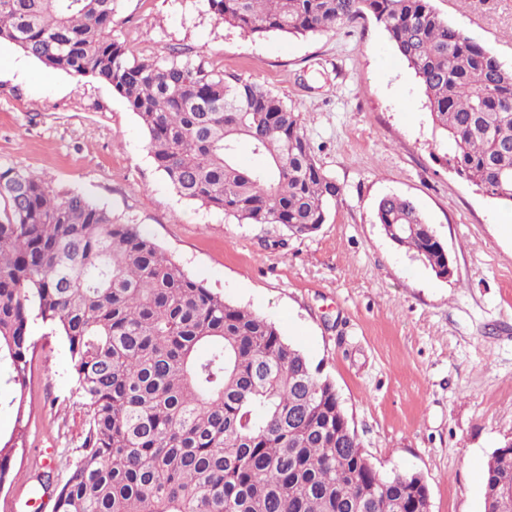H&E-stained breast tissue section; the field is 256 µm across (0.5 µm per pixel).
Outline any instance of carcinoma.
<instances>
[{
  "mask_svg": "<svg viewBox=\"0 0 512 512\" xmlns=\"http://www.w3.org/2000/svg\"><path fill=\"white\" fill-rule=\"evenodd\" d=\"M117 0H0V41L46 67L106 82L141 120L183 199L238 224L315 232L341 187L299 111L264 87L112 40ZM246 37L307 36L371 15L417 78L456 175L512 203V70L431 0H205ZM263 156L249 168L238 147ZM377 223L448 276L415 203L385 197ZM60 336L85 414L52 512H426L421 476L381 475L332 381L276 325L191 278L135 224L77 190L0 166V366L14 415L0 437L10 482L30 417L32 323ZM512 493V446L492 453L484 512Z\"/></svg>",
  "mask_w": 512,
  "mask_h": 512,
  "instance_id": "1",
  "label": "carcinoma"
}]
</instances>
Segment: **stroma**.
I'll use <instances>...</instances> for the list:
<instances>
[{"instance_id":"35a3bbf8","label":"stroma","mask_w":512,"mask_h":512,"mask_svg":"<svg viewBox=\"0 0 512 512\" xmlns=\"http://www.w3.org/2000/svg\"><path fill=\"white\" fill-rule=\"evenodd\" d=\"M512 68V0H433ZM128 53L253 82L301 114L341 188L319 229L236 224L182 199L108 83L46 68L0 43V165L80 191L139 226L193 279L277 326L336 387L384 476L420 474L431 512H484L488 460L512 436V233L504 205L443 161L423 94L384 28L367 17L308 36L244 37L204 0H117L111 32ZM412 198L444 243L440 278L377 223L378 201ZM19 474L0 512H34L28 477L68 474L84 430L63 340L36 323Z\"/></svg>"}]
</instances>
